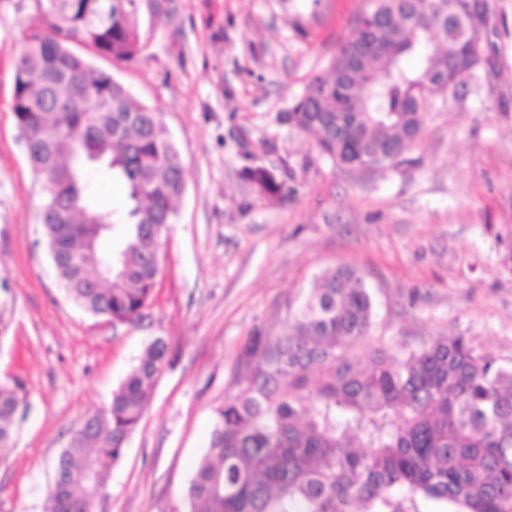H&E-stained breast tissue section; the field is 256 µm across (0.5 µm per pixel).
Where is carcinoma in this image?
<instances>
[{"label": "carcinoma", "instance_id": "cac0c4a2", "mask_svg": "<svg viewBox=\"0 0 512 512\" xmlns=\"http://www.w3.org/2000/svg\"><path fill=\"white\" fill-rule=\"evenodd\" d=\"M47 21L23 34L12 112L27 134L35 173L52 185L43 230L62 287L84 311L112 323L142 317L157 287L164 233L185 190L179 151L155 109L68 47L129 61L142 51L137 0H45ZM416 0H369L330 64L314 76L288 120L338 164L373 168L399 160L421 133L414 108L423 77L470 71L448 55L454 21ZM126 189L116 218L89 200L85 150ZM80 169L78 182L70 172ZM244 177L270 201L284 183L261 167ZM119 223L91 242L95 226ZM112 277H91L97 260ZM374 300L341 265L324 272L279 336L258 332L236 361L239 390L215 410L209 446L186 491L188 512H512V362L465 336L418 349L378 350L368 366L351 350L370 335ZM160 338L61 452L44 512H82L108 494L107 477L139 426L166 362ZM26 395L0 380V445L10 442Z\"/></svg>", "mask_w": 512, "mask_h": 512}]
</instances>
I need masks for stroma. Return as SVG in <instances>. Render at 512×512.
Segmentation results:
<instances>
[{
    "instance_id": "stroma-1",
    "label": "stroma",
    "mask_w": 512,
    "mask_h": 512,
    "mask_svg": "<svg viewBox=\"0 0 512 512\" xmlns=\"http://www.w3.org/2000/svg\"><path fill=\"white\" fill-rule=\"evenodd\" d=\"M485 4L492 66L428 98L414 146L369 170L336 165L288 120L368 0H138L135 60L72 43L160 112L185 171L152 301L141 321L115 325L58 282L12 112L22 34L45 2L0 0V379H19L28 401L0 448V512H43L62 449L157 338L167 363L98 512H184L214 411L238 390L241 345L281 334L339 265L376 301L356 360L455 335L512 360V0ZM247 167L284 176L281 199L260 195Z\"/></svg>"
}]
</instances>
